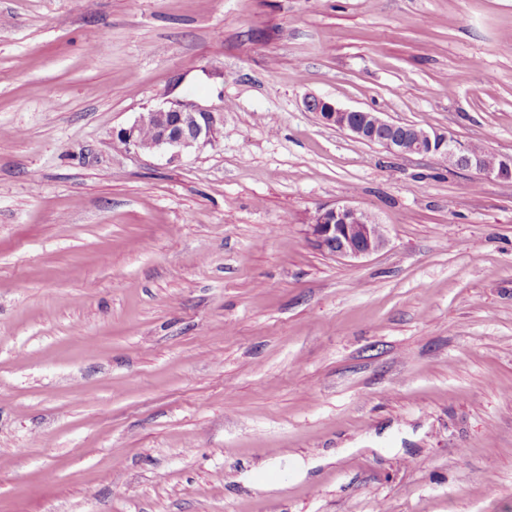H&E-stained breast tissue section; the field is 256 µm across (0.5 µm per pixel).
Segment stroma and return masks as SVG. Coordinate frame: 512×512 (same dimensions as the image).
I'll use <instances>...</instances> for the list:
<instances>
[{
    "mask_svg": "<svg viewBox=\"0 0 512 512\" xmlns=\"http://www.w3.org/2000/svg\"><path fill=\"white\" fill-rule=\"evenodd\" d=\"M311 96L512 156V0H0V512H512V180ZM306 108L310 112H316L326 125L349 132L359 141L380 145L390 153L399 156L417 154L448 157V163L454 166V160L450 157L453 156L457 158L460 168L474 170L482 177L512 178L511 158L500 157L498 168L488 174L471 154L480 155L486 167L496 163L497 158L494 154L475 144H469V154L464 146L453 139L449 140L446 134L436 130L426 131L420 128L421 132L411 131L408 134L403 127L404 124L389 121L379 112L344 109L316 96L307 98ZM210 119L208 112L199 110L193 103L179 101L140 113L135 122L122 129L118 136L127 149H140L174 159L201 140L207 141L212 137ZM147 125L154 130L150 140H144L141 136L143 127ZM152 134L150 127L144 128V138L148 139ZM313 246L338 257L362 258L386 242L382 224L369 212L344 204L321 209L310 224Z\"/></svg>",
    "mask_w": 512,
    "mask_h": 512,
    "instance_id": "35a3bbf8",
    "label": "stroma"
}]
</instances>
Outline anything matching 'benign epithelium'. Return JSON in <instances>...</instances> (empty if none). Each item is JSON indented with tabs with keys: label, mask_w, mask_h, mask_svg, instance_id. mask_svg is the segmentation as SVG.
Wrapping results in <instances>:
<instances>
[{
	"label": "benign epithelium",
	"mask_w": 512,
	"mask_h": 512,
	"mask_svg": "<svg viewBox=\"0 0 512 512\" xmlns=\"http://www.w3.org/2000/svg\"><path fill=\"white\" fill-rule=\"evenodd\" d=\"M306 108L316 113L323 123L346 131L359 141L380 145L393 154L453 156L457 158L459 167L473 170L482 177L512 178L511 158H499L498 168L488 174L465 147L436 130L423 129L408 134L403 124L389 121L379 112L344 109L316 96L307 98ZM147 125L154 130L149 140L141 136L143 127ZM118 136L128 149H140L174 159L200 141L209 140L212 125L209 113L189 102L179 101L141 113ZM310 236L317 250L349 258L366 257L381 249L386 242L382 225L376 218L349 204L319 210L310 225Z\"/></svg>",
	"instance_id": "obj_1"
}]
</instances>
